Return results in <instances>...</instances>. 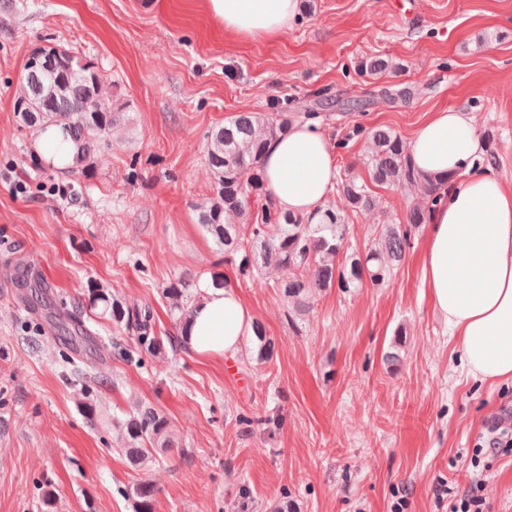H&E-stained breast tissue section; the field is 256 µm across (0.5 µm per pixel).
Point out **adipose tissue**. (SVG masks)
<instances>
[{
	"instance_id": "obj_1",
	"label": "adipose tissue",
	"mask_w": 512,
	"mask_h": 512,
	"mask_svg": "<svg viewBox=\"0 0 512 512\" xmlns=\"http://www.w3.org/2000/svg\"><path fill=\"white\" fill-rule=\"evenodd\" d=\"M209 13L239 38L271 40L298 13V0H206ZM481 147L469 112L443 109L414 132L408 155L426 176L449 183L433 208L424 241L423 278L435 309L458 338L468 376L489 385L512 382V185L472 172ZM265 189L282 212L317 216L337 176L336 153L316 125H294L267 142ZM180 339L213 359L236 354L253 317L232 286L198 284Z\"/></svg>"
}]
</instances>
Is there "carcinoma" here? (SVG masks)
Returning <instances> with one entry per match:
<instances>
[{"label": "carcinoma", "instance_id": "cac0c4a2", "mask_svg": "<svg viewBox=\"0 0 512 512\" xmlns=\"http://www.w3.org/2000/svg\"><path fill=\"white\" fill-rule=\"evenodd\" d=\"M44 65H24V77L16 96V117L25 127L44 132L49 127L61 129L70 153L64 169L86 172L105 162L112 129L120 113L105 96L103 77L91 63L71 50L43 47L36 50ZM35 104L38 112H21L19 108ZM288 130V113L274 106L272 112H248L236 116L211 135L205 160L212 173L211 204L204 210L200 223L224 246V257L235 263L240 275L258 277L268 268L286 272L271 284L296 316L310 308L313 298L331 288L349 292L365 282L380 286L392 278L410 246L412 230L429 220L430 205L441 197L447 181L423 176L411 166L402 140L389 129L371 132V155L364 162L370 182L377 186L416 189L428 205H415L398 224H381L371 248L363 254L353 253L339 261L346 241L348 212L371 211L376 206L368 184L355 177L340 179L337 194L344 207L323 210L318 220L283 213L273 206L251 219L248 198L264 189L261 156L267 141ZM234 215L239 222L225 221ZM189 285L172 284L166 288L169 310L179 322L190 314ZM112 319V326L124 329L135 343L150 354L160 351L163 340L156 336L154 314L150 307L122 301L107 290L92 286L83 298L73 302L61 316L50 321L70 345L97 355L98 346L85 324L87 312ZM257 360L272 359L275 344L256 324ZM120 443L131 463L146 467L155 461L153 449L172 448L171 424L151 405H141L123 418H112ZM158 493L155 484L141 480L126 492L133 502V512H154Z\"/></svg>", "mask_w": 512, "mask_h": 512}]
</instances>
